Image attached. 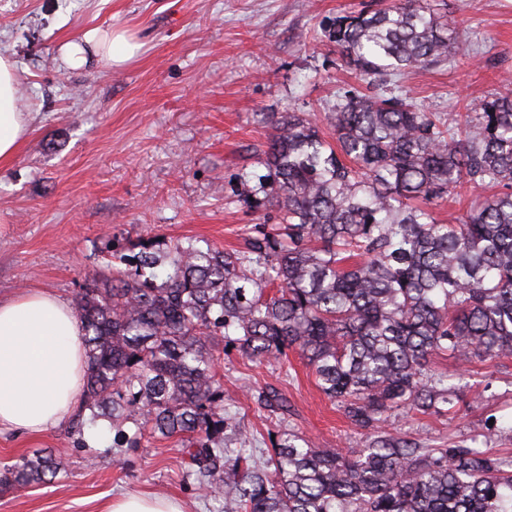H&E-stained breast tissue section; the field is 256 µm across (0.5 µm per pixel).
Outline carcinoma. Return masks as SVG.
<instances>
[{"label":"carcinoma","instance_id":"carcinoma-1","mask_svg":"<svg viewBox=\"0 0 512 512\" xmlns=\"http://www.w3.org/2000/svg\"><path fill=\"white\" fill-rule=\"evenodd\" d=\"M327 39L349 69L387 84L451 62L462 40L427 0L336 16ZM324 135L302 112L261 114L272 129L254 194L276 224L243 230L238 249L189 239L119 258L82 289L75 311L87 377L73 434L112 418L117 440L179 437L199 487L224 512H512V455L475 445L425 448L385 423L461 400V374L431 360L512 358V82L455 118L412 99L345 90ZM490 190L448 223L436 206ZM254 363L298 351L320 390L366 434L352 454L290 431L256 465L231 439L216 366L227 348ZM259 401L285 414L273 387ZM131 423L133 433L123 430ZM40 452L0 470L20 489L66 474Z\"/></svg>","mask_w":512,"mask_h":512}]
</instances>
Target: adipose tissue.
<instances>
[{
	"label": "adipose tissue",
	"instance_id": "adipose-tissue-1",
	"mask_svg": "<svg viewBox=\"0 0 512 512\" xmlns=\"http://www.w3.org/2000/svg\"><path fill=\"white\" fill-rule=\"evenodd\" d=\"M141 48L127 32L91 28L62 50L67 66L79 69L91 54L115 67ZM28 124L13 62L0 54L1 162L16 155ZM85 375L84 336L68 301L42 291L0 299V431L36 436L66 422L83 397Z\"/></svg>",
	"mask_w": 512,
	"mask_h": 512
}]
</instances>
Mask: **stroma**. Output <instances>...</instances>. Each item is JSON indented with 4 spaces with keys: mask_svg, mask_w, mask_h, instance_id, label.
Masks as SVG:
<instances>
[{
    "mask_svg": "<svg viewBox=\"0 0 512 512\" xmlns=\"http://www.w3.org/2000/svg\"><path fill=\"white\" fill-rule=\"evenodd\" d=\"M371 0H0V54L16 65L30 131L0 166V298L41 290L76 302L106 273L113 250L160 249L186 238L238 247L249 224H273L272 208L249 209L248 173L270 134L262 112H303L318 126L350 85L370 84L341 61L323 28ZM466 42L455 62L414 69L392 86L432 112H475L512 77V0H429ZM142 42L134 60H95L73 70L64 43L90 28ZM434 370L467 373L483 388L453 412L402 413L390 432L428 448L468 443L512 449V360L433 358ZM224 403L248 433L247 456L292 430L319 448L354 450L365 437L316 385L299 352L255 364L237 351L218 367ZM275 387L287 417L257 401ZM109 421L68 424L33 437L0 433V466L44 448L64 457V478L0 493V512H104L124 494L167 497L185 512L222 503L187 477L176 439L116 446Z\"/></svg>",
    "mask_w": 512,
    "mask_h": 512,
    "instance_id": "stroma-1",
    "label": "stroma"
}]
</instances>
